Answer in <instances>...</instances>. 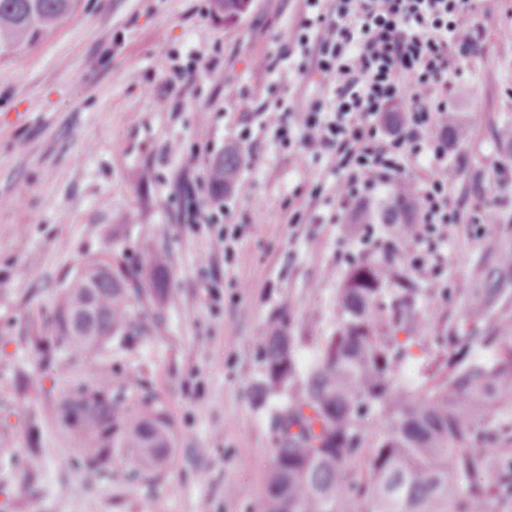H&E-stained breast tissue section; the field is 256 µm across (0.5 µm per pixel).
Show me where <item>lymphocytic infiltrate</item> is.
Instances as JSON below:
<instances>
[{
    "mask_svg": "<svg viewBox=\"0 0 512 512\" xmlns=\"http://www.w3.org/2000/svg\"><path fill=\"white\" fill-rule=\"evenodd\" d=\"M304 2L279 56L299 57V70L318 75L333 97L278 107L264 124L281 146L332 161L343 177L341 213L424 165L427 177L411 190L416 222L360 225L357 242L437 281L442 248L461 227L448 197V71L478 35L463 21L472 0Z\"/></svg>",
    "mask_w": 512,
    "mask_h": 512,
    "instance_id": "1",
    "label": "lymphocytic infiltrate"
}]
</instances>
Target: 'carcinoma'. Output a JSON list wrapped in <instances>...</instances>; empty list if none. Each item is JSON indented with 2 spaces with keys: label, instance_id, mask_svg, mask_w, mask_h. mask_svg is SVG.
Returning <instances> with one entry per match:
<instances>
[{
  "label": "carcinoma",
  "instance_id": "1",
  "mask_svg": "<svg viewBox=\"0 0 512 512\" xmlns=\"http://www.w3.org/2000/svg\"><path fill=\"white\" fill-rule=\"evenodd\" d=\"M216 13L232 19L247 0H213ZM74 0H0V55L15 52L42 32L56 27L73 9ZM239 152L228 147L212 163V192L221 196L235 182ZM412 208L400 193L377 215L360 224H409ZM387 278L373 263L351 269L340 292L336 331L326 338L319 363L301 381L288 327L268 326L263 344L266 386L289 389L277 411L271 438L273 458L265 494L252 512H345L350 487L349 464L362 453L369 476L362 486L363 512H490L485 473L498 474L496 486L512 493V434H491L484 420L498 398L512 396V363L489 367L477 362L453 365L448 377L421 391L400 383L396 365L413 345L407 307L416 291L408 283L391 302ZM152 293L173 302L168 265L160 257L148 263V288L136 276L117 273L105 260L80 269L59 294L56 333L71 350L82 352L129 326L132 299ZM406 333L400 339L398 333ZM512 336V321H493L471 341L492 342ZM106 378L92 389L67 395L57 403L62 416H77L101 433L123 424L118 444L136 465L158 466L171 448L166 416L158 409L127 407L112 400ZM380 411L386 433L367 441L366 419ZM110 448L85 449L92 474L107 466Z\"/></svg>",
  "mask_w": 512,
  "mask_h": 512
}]
</instances>
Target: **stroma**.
<instances>
[{
    "label": "stroma",
    "mask_w": 512,
    "mask_h": 512,
    "mask_svg": "<svg viewBox=\"0 0 512 512\" xmlns=\"http://www.w3.org/2000/svg\"><path fill=\"white\" fill-rule=\"evenodd\" d=\"M303 0H250L227 20L213 0H77L53 30L0 57V512H252L272 459L270 423L287 389L258 400L262 343L272 317L295 338L299 374L336 329L339 290L352 266L384 262L336 223L328 161L283 148L259 129L280 102H300L317 77L277 54ZM479 35L448 72V195L463 216L494 204L481 240L459 230L440 282L416 281V343L397 366L409 385L446 375L449 360L493 365L512 338L472 341L474 317L512 320V0H476ZM276 59L274 69L257 60ZM192 79L172 82L175 67ZM252 136L241 141L244 126ZM198 156L186 167L170 142ZM236 147L242 167L223 197L238 225L235 258L212 251L215 229L186 219L183 187L207 181ZM302 223H292L293 214ZM166 257L177 304L134 303L132 335L76 354L57 340V298L85 262L141 271ZM506 293L486 308L488 275ZM100 378L114 399L168 415L172 448L147 474L127 449L112 472L87 477V435L56 414L57 401ZM38 466H31V456Z\"/></svg>",
    "instance_id": "35a3bbf8"
}]
</instances>
